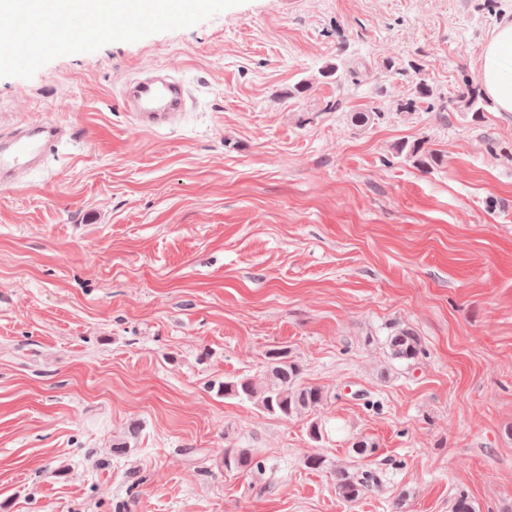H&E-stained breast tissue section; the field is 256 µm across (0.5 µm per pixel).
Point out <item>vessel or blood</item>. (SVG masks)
<instances>
[{
  "instance_id": "b4317fda",
  "label": "vessel or blood",
  "mask_w": 512,
  "mask_h": 512,
  "mask_svg": "<svg viewBox=\"0 0 512 512\" xmlns=\"http://www.w3.org/2000/svg\"><path fill=\"white\" fill-rule=\"evenodd\" d=\"M124 100L129 111L147 127L171 124L180 113L189 111L191 103L184 81L169 74L133 79L124 91ZM75 137L68 126L46 120H35L1 134L0 185L40 168L62 141Z\"/></svg>"
}]
</instances>
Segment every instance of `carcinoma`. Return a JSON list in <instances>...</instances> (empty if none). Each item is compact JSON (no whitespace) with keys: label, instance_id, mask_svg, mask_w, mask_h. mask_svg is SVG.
Returning a JSON list of instances; mask_svg holds the SVG:
<instances>
[{"label":"carcinoma","instance_id":"carcinoma-1","mask_svg":"<svg viewBox=\"0 0 512 512\" xmlns=\"http://www.w3.org/2000/svg\"><path fill=\"white\" fill-rule=\"evenodd\" d=\"M415 92L418 98L408 99L397 105L398 112H412L416 108L417 99L431 98L432 87L425 79H420ZM488 101L483 93L473 88L465 99V108L470 112L480 113ZM398 154L416 161L423 167H430L441 161L438 153L426 148L424 142L403 143L397 146ZM386 345L391 358L412 363L423 355L421 341L412 331L398 329L387 336ZM217 392L226 397L249 401L269 414L288 419L305 411H316L324 405L326 395L322 388L303 381V368L296 361L288 358V351L278 349L269 353L266 366V379L258 385L247 377L228 379L218 384ZM224 467H234L242 472H250L260 467L253 461L251 453L245 448L224 449ZM336 491L347 501L358 497L377 486L380 478L376 472L360 468L354 472L345 469L333 470Z\"/></svg>","mask_w":512,"mask_h":512}]
</instances>
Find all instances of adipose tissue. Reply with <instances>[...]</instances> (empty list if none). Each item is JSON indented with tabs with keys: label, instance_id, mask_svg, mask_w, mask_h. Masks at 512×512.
<instances>
[{
	"label": "adipose tissue",
	"instance_id": "1",
	"mask_svg": "<svg viewBox=\"0 0 512 512\" xmlns=\"http://www.w3.org/2000/svg\"><path fill=\"white\" fill-rule=\"evenodd\" d=\"M477 73L492 110L512 113V17L502 19L482 48Z\"/></svg>",
	"mask_w": 512,
	"mask_h": 512
}]
</instances>
